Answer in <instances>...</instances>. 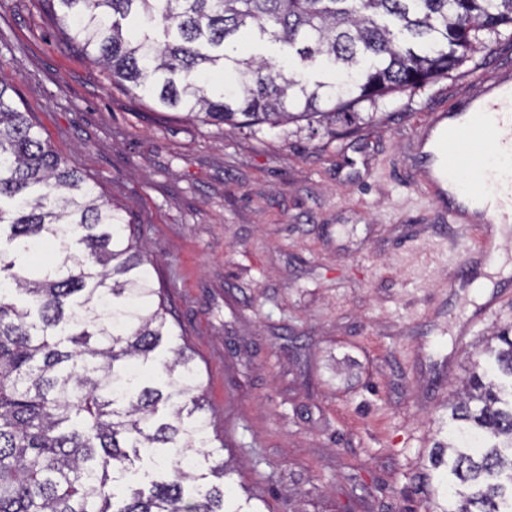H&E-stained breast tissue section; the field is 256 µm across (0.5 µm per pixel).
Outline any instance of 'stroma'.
Instances as JSON below:
<instances>
[{"mask_svg": "<svg viewBox=\"0 0 512 512\" xmlns=\"http://www.w3.org/2000/svg\"><path fill=\"white\" fill-rule=\"evenodd\" d=\"M512 39L416 91L322 124L233 129L113 87L35 0H0V79L43 136L121 206L200 372L226 494L270 512H430L448 403L512 282L483 312L450 287L472 234L412 181L411 138Z\"/></svg>", "mask_w": 512, "mask_h": 512, "instance_id": "35a3bbf8", "label": "stroma"}]
</instances>
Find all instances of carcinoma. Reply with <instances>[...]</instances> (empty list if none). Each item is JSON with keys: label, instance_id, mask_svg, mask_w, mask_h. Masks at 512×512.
<instances>
[{"label": "carcinoma", "instance_id": "obj_1", "mask_svg": "<svg viewBox=\"0 0 512 512\" xmlns=\"http://www.w3.org/2000/svg\"><path fill=\"white\" fill-rule=\"evenodd\" d=\"M84 59L161 108L231 127L321 121L420 89L512 31V0H37ZM274 42L272 64L243 52ZM232 75V87L215 80ZM54 251L61 262L42 265ZM121 207L0 81V512H263L232 501L202 386ZM474 354L435 444L439 512H512V336ZM147 460L149 492L118 482Z\"/></svg>", "mask_w": 512, "mask_h": 512}]
</instances>
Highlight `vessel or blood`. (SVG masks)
I'll use <instances>...</instances> for the list:
<instances>
[{"instance_id":"b4317fda","label":"vessel or blood","mask_w":512,"mask_h":512,"mask_svg":"<svg viewBox=\"0 0 512 512\" xmlns=\"http://www.w3.org/2000/svg\"><path fill=\"white\" fill-rule=\"evenodd\" d=\"M481 137L492 151L478 161L471 145ZM416 142V167L431 171L449 223H458L464 211L479 215L471 226L473 251L495 262L498 249L483 227L512 224V70L476 77L472 92L428 115Z\"/></svg>"}]
</instances>
